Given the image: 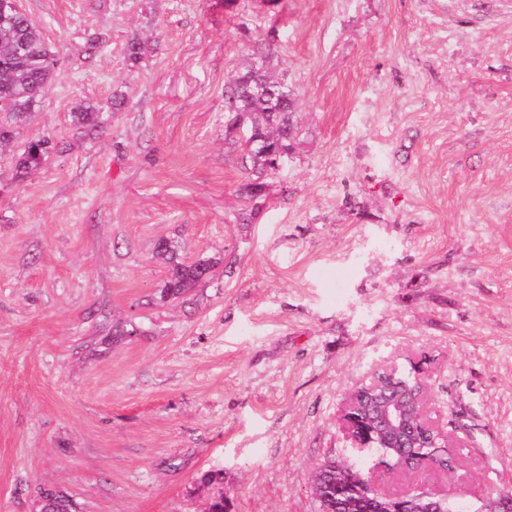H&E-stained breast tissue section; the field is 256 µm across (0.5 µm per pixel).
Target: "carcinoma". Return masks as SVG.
Listing matches in <instances>:
<instances>
[{"label": "carcinoma", "mask_w": 512, "mask_h": 512, "mask_svg": "<svg viewBox=\"0 0 512 512\" xmlns=\"http://www.w3.org/2000/svg\"><path fill=\"white\" fill-rule=\"evenodd\" d=\"M264 67L265 62H260L256 67V79L249 86L230 88L225 92L230 107L227 126L238 122L258 126L269 134L268 148H285L292 134L294 103L287 93L277 98L266 94ZM54 76V63L40 29L25 13L16 9L14 0H0V100L7 107V112L0 114V147L13 140L15 131L35 111L41 93ZM99 114L97 106L81 105L74 112V121L92 129L99 124ZM49 144L46 138L34 140L13 156L15 180H23L41 165ZM245 152L253 167L252 178L243 186V191L250 198L258 199L268 188L263 175L272 169L271 156L258 145L245 149ZM156 253L169 267L160 295L163 300L182 296L213 268L209 259L185 261L170 243L156 246ZM313 489L329 509L336 508V460H326L318 467L313 477Z\"/></svg>", "instance_id": "cac0c4a2"}]
</instances>
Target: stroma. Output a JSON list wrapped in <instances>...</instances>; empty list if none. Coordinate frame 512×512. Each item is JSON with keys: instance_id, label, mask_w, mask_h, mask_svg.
<instances>
[{"instance_id": "1", "label": "stroma", "mask_w": 512, "mask_h": 512, "mask_svg": "<svg viewBox=\"0 0 512 512\" xmlns=\"http://www.w3.org/2000/svg\"><path fill=\"white\" fill-rule=\"evenodd\" d=\"M22 7L57 67L0 153V512L42 488L72 512H319L349 395L413 368L455 466L363 465L490 512L512 488V0ZM261 55L297 113L255 214L224 93ZM162 240L216 262L178 299ZM50 141L46 138L34 140L25 146L22 152L13 156L14 179L21 181L36 170L49 149Z\"/></svg>"}]
</instances>
